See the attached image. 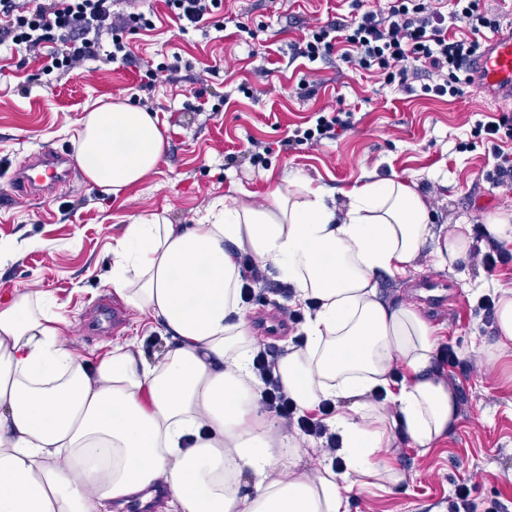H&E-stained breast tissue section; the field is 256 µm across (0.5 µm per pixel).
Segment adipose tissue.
<instances>
[{
	"label": "adipose tissue",
	"mask_w": 512,
	"mask_h": 512,
	"mask_svg": "<svg viewBox=\"0 0 512 512\" xmlns=\"http://www.w3.org/2000/svg\"><path fill=\"white\" fill-rule=\"evenodd\" d=\"M74 142L85 176L116 194L156 170L165 136L151 112L116 98L86 112ZM250 197L214 200L193 224L141 216L116 239L106 284L156 321L166 347L154 358L133 341L78 353L42 291L0 303V512H123L149 488L164 512H346L345 491L402 481L388 456L397 436L425 453L454 431L436 327L384 301L377 278L412 274L426 250L455 266L470 225L437 230L416 181L397 176L337 195L285 178L267 205ZM245 252L277 270L294 303H317L303 346L287 347L275 374L301 410L347 402L329 421L340 469L281 477L293 442L260 409ZM398 364L409 376L397 384Z\"/></svg>",
	"instance_id": "obj_1"
}]
</instances>
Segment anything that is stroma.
<instances>
[{"instance_id": "obj_1", "label": "stroma", "mask_w": 512, "mask_h": 512, "mask_svg": "<svg viewBox=\"0 0 512 512\" xmlns=\"http://www.w3.org/2000/svg\"><path fill=\"white\" fill-rule=\"evenodd\" d=\"M389 0H223L209 34L171 24L164 0H139L162 25L129 38L125 63L88 62L60 73L49 57L0 58V301L15 291L52 296L74 324L70 343L90 356L136 338L145 355L162 351L152 319L126 311L114 335L88 331L94 303L111 295L104 279L112 269V244L126 224L159 213L174 224L194 223L215 199L245 187L255 203L267 200L271 183L290 175L329 190L345 188L362 174L398 173L414 178L431 201L436 224L482 223L512 212V181L494 183L493 142L475 135L477 124L501 118L504 107L473 87L436 99L406 93L398 82L329 58L314 63L291 58L289 45L308 28L346 23L356 14L384 11ZM187 60L176 71L147 65L173 55ZM129 99L155 112L165 151L154 173L118 196L105 194L83 172L60 194H18L9 184L15 166L31 151L52 146L74 151V137L88 103ZM351 112L353 125L317 145L292 144L296 125L315 122L320 111ZM266 146L264 160L253 144ZM421 271L404 278L379 276L383 297L413 305L438 327L461 364L445 368L460 401L456 429L428 453L407 441L393 451L405 482L389 490L352 489L347 512H448L460 483L473 487L475 512H512V354L485 361L495 343V312L481 305L496 286L512 285V262L486 271L465 261L458 272L420 259ZM448 280V306L430 309L415 292L426 278Z\"/></svg>"}]
</instances>
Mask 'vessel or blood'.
<instances>
[{
  "label": "vessel or blood",
  "instance_id": "vessel-or-blood-1",
  "mask_svg": "<svg viewBox=\"0 0 512 512\" xmlns=\"http://www.w3.org/2000/svg\"><path fill=\"white\" fill-rule=\"evenodd\" d=\"M472 87L493 100L512 103V25L485 37L479 53L469 62ZM72 175L67 153L42 149L31 154L13 173L12 182L33 196L52 194Z\"/></svg>",
  "mask_w": 512,
  "mask_h": 512
}]
</instances>
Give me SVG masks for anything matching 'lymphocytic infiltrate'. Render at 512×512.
I'll return each mask as SVG.
<instances>
[{
	"mask_svg": "<svg viewBox=\"0 0 512 512\" xmlns=\"http://www.w3.org/2000/svg\"><path fill=\"white\" fill-rule=\"evenodd\" d=\"M170 19L179 30L203 28L222 0H166ZM495 17L479 12L476 0H453L450 13L427 0H391L387 12L367 11L347 24L311 28L295 55L316 62L332 56L399 81L425 97L457 96L468 85L467 65L480 48L484 30L498 28ZM154 14L112 9V0H0V49L22 52L29 59L49 54L53 68L68 72L87 62L127 60L128 35L150 32ZM430 67L432 82L417 84L418 66ZM281 352L263 343L254 369L264 383L262 402L284 426L321 441L328 455L339 442L327 420L336 411L324 402L318 413L299 412L273 374Z\"/></svg>",
	"mask_w": 512,
	"mask_h": 512,
	"instance_id": "1",
	"label": "lymphocytic infiltrate"
}]
</instances>
